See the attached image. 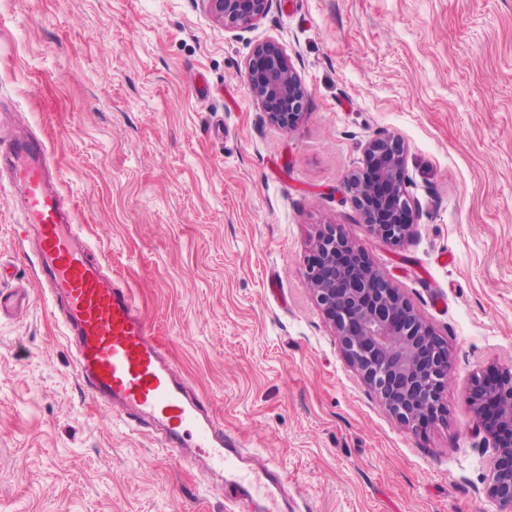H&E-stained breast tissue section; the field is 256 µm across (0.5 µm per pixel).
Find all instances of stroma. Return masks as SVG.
Wrapping results in <instances>:
<instances>
[{"label":"stroma","instance_id":"1","mask_svg":"<svg viewBox=\"0 0 512 512\" xmlns=\"http://www.w3.org/2000/svg\"><path fill=\"white\" fill-rule=\"evenodd\" d=\"M280 43L308 92L290 131L244 77ZM46 144L106 273L296 512H497L467 401L512 364V0H273L233 34L199 0H0V131ZM407 147L416 234L370 235L342 191L364 145ZM354 238L448 347L415 431L344 357L305 280L322 225ZM0 512H230L224 475L133 433L75 372L22 202L0 188Z\"/></svg>","mask_w":512,"mask_h":512}]
</instances>
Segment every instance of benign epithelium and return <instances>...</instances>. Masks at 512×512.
I'll list each match as a JSON object with an SVG mask.
<instances>
[{"label":"benign epithelium","mask_w":512,"mask_h":512,"mask_svg":"<svg viewBox=\"0 0 512 512\" xmlns=\"http://www.w3.org/2000/svg\"><path fill=\"white\" fill-rule=\"evenodd\" d=\"M228 32H243L269 13L273 0H200ZM252 96L271 123L291 130L304 115L307 90L286 49L257 44L245 64ZM366 168L343 182L368 232L393 245L414 233L406 191V150L394 135L368 140ZM307 284L343 352L396 421L413 429L439 418L450 381L448 351L409 300L374 268L363 249L334 224L310 245ZM470 408L491 452L482 494L512 512V366L477 376Z\"/></svg>","instance_id":"7a95c632"}]
</instances>
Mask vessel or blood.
I'll return each mask as SVG.
<instances>
[{
	"label": "vessel or blood",
	"instance_id": "b4317fda",
	"mask_svg": "<svg viewBox=\"0 0 512 512\" xmlns=\"http://www.w3.org/2000/svg\"><path fill=\"white\" fill-rule=\"evenodd\" d=\"M0 163L23 198L40 281L91 397L136 427L162 426L170 447L193 449L195 460L224 471L230 488L278 506L285 475L218 428L208 403L175 371L131 291L105 273L83 240L71 200L50 180L43 140L12 135Z\"/></svg>",
	"mask_w": 512,
	"mask_h": 512
}]
</instances>
